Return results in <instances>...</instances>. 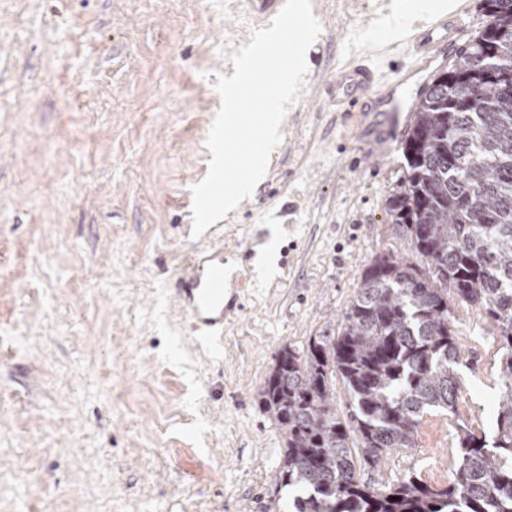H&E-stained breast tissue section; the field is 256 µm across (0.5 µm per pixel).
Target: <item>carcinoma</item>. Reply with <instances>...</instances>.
Wrapping results in <instances>:
<instances>
[{"instance_id": "carcinoma-1", "label": "carcinoma", "mask_w": 512, "mask_h": 512, "mask_svg": "<svg viewBox=\"0 0 512 512\" xmlns=\"http://www.w3.org/2000/svg\"><path fill=\"white\" fill-rule=\"evenodd\" d=\"M484 29L421 94L389 213L419 262L379 255L336 336L285 346L260 390L284 439L278 482L295 512H512V0H480ZM483 309L502 355L493 441L467 431L448 486L375 487L369 463L413 447L430 409L456 411L461 355L448 290ZM351 411H336V378Z\"/></svg>"}]
</instances>
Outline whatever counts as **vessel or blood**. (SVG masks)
<instances>
[{
	"label": "vessel or blood",
	"instance_id": "vessel-or-blood-1",
	"mask_svg": "<svg viewBox=\"0 0 512 512\" xmlns=\"http://www.w3.org/2000/svg\"><path fill=\"white\" fill-rule=\"evenodd\" d=\"M468 13L466 0H461L453 12L443 15L432 13L427 22L413 29L410 44L418 58L416 68L396 70L394 77L382 93L381 102L393 100L399 90L418 83L425 73L439 61L442 49L453 47ZM354 89L344 101L348 116L366 122L371 106L363 96L372 87L374 75L369 67L355 64L348 72ZM176 290V302L189 315L198 328L220 335L224 332V316L233 311V304L224 300V249L213 246L193 254Z\"/></svg>",
	"mask_w": 512,
	"mask_h": 512
}]
</instances>
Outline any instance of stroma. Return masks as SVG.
Listing matches in <instances>:
<instances>
[{"label":"stroma","instance_id":"obj_1","mask_svg":"<svg viewBox=\"0 0 512 512\" xmlns=\"http://www.w3.org/2000/svg\"><path fill=\"white\" fill-rule=\"evenodd\" d=\"M312 0L321 32L263 182L193 236L218 76L257 20L248 0H0V512H290L283 436L259 391L286 346L338 331L366 267L413 259L387 203L403 188L410 92L361 132L327 83L359 58L413 64L376 22L432 0ZM258 255H250L255 241ZM224 248L239 310L199 352L174 303L186 259ZM462 354L456 412L410 448L358 462L378 485L447 486L458 434L493 438L498 335L449 296Z\"/></svg>","mask_w":512,"mask_h":512}]
</instances>
